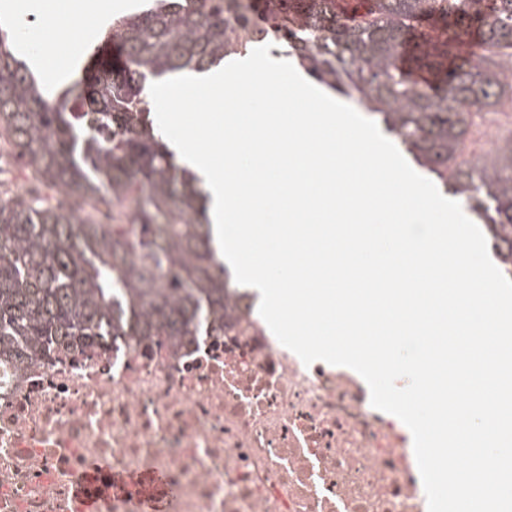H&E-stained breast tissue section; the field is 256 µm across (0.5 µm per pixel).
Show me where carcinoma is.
Listing matches in <instances>:
<instances>
[{
  "instance_id": "obj_1",
  "label": "carcinoma",
  "mask_w": 512,
  "mask_h": 512,
  "mask_svg": "<svg viewBox=\"0 0 512 512\" xmlns=\"http://www.w3.org/2000/svg\"><path fill=\"white\" fill-rule=\"evenodd\" d=\"M446 40L404 66L417 24ZM0 27V137L33 179L58 191L0 192V364L25 367L110 336L224 334L232 283L214 245L197 175L150 118L152 80L204 73L275 42L305 73L377 116L414 161L466 200L512 275V138L477 163L462 150L475 111L506 90L498 72L458 64L477 40L512 49V0H153L112 20V60L97 46L61 86Z\"/></svg>"
}]
</instances>
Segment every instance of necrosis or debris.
Returning <instances> with one entry per match:
<instances>
[{"mask_svg": "<svg viewBox=\"0 0 512 512\" xmlns=\"http://www.w3.org/2000/svg\"><path fill=\"white\" fill-rule=\"evenodd\" d=\"M116 472L164 474L169 512H428L407 426L245 312L0 374V512H142Z\"/></svg>", "mask_w": 512, "mask_h": 512, "instance_id": "obj_1", "label": "necrosis or debris"}]
</instances>
